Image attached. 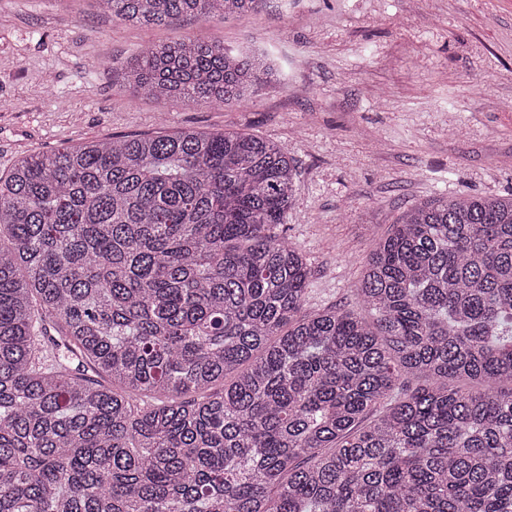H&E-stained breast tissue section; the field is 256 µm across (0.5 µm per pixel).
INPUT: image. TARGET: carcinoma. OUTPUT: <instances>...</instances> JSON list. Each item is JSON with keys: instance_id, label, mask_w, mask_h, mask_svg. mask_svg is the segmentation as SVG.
I'll return each instance as SVG.
<instances>
[{"instance_id": "1", "label": "carcinoma", "mask_w": 512, "mask_h": 512, "mask_svg": "<svg viewBox=\"0 0 512 512\" xmlns=\"http://www.w3.org/2000/svg\"><path fill=\"white\" fill-rule=\"evenodd\" d=\"M145 26L262 0H94ZM134 94L233 106L266 52L142 49ZM263 137L103 138L0 175V512H512V193L373 242L352 308L302 312Z\"/></svg>"}]
</instances>
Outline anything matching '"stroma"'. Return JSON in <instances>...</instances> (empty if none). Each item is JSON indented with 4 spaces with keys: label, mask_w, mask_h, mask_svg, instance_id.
Returning <instances> with one entry per match:
<instances>
[{
    "label": "stroma",
    "mask_w": 512,
    "mask_h": 512,
    "mask_svg": "<svg viewBox=\"0 0 512 512\" xmlns=\"http://www.w3.org/2000/svg\"><path fill=\"white\" fill-rule=\"evenodd\" d=\"M188 37L261 47L280 77L236 106L133 96L117 66ZM0 173L95 139L233 131L287 147L283 233L304 310L350 307L373 240L436 196L512 192V0H265L124 24L88 0H0Z\"/></svg>",
    "instance_id": "obj_1"
}]
</instances>
